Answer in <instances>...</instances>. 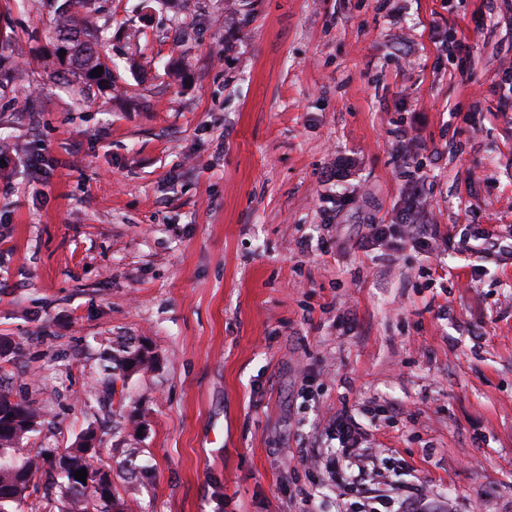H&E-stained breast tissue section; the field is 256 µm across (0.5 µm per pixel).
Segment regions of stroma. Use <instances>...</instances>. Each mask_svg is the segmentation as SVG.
I'll return each instance as SVG.
<instances>
[{
	"instance_id": "1",
	"label": "stroma",
	"mask_w": 512,
	"mask_h": 512,
	"mask_svg": "<svg viewBox=\"0 0 512 512\" xmlns=\"http://www.w3.org/2000/svg\"><path fill=\"white\" fill-rule=\"evenodd\" d=\"M85 102L0 0V387L94 427L133 512H512V0H103ZM419 144L400 150L399 134ZM42 154L48 185L24 155ZM413 206L431 250L357 245ZM153 368L86 402L107 348ZM353 411L377 469L325 466ZM139 449L148 478L124 477Z\"/></svg>"
}]
</instances>
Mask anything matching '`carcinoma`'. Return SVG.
I'll return each instance as SVG.
<instances>
[{"label": "carcinoma", "mask_w": 512, "mask_h": 512, "mask_svg": "<svg viewBox=\"0 0 512 512\" xmlns=\"http://www.w3.org/2000/svg\"><path fill=\"white\" fill-rule=\"evenodd\" d=\"M51 3L56 33L72 35L71 65L60 72L61 79L71 76L78 80L89 99L95 96L94 88L112 81L108 59L100 52V9L95 0ZM97 67L103 69L99 77L91 75ZM153 362L154 355L145 346L109 350L103 357L101 382L112 388L118 380L149 370ZM42 425L43 411L38 404L0 388V512H18L21 504L32 499L36 501L35 512H130L114 482L104 480L112 474V467L88 452L90 434L79 436L72 447L63 450L35 448L31 439ZM137 458V449H126L125 471L131 480L147 474ZM81 469L87 471L84 483L75 479V472Z\"/></svg>", "instance_id": "1"}]
</instances>
